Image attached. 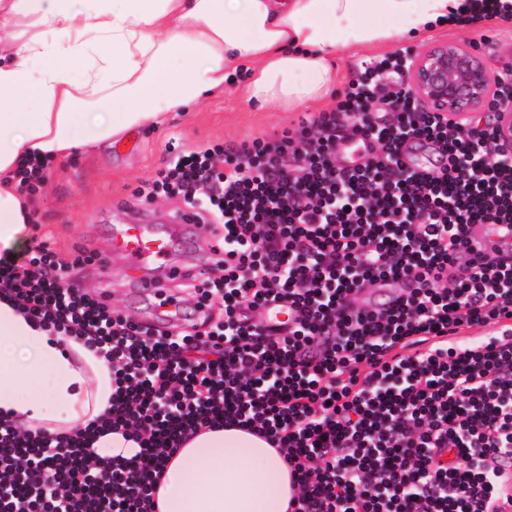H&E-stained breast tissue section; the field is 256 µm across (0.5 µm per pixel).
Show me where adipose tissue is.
<instances>
[{
  "mask_svg": "<svg viewBox=\"0 0 512 512\" xmlns=\"http://www.w3.org/2000/svg\"><path fill=\"white\" fill-rule=\"evenodd\" d=\"M465 0H0V254L28 243L34 206L16 188L29 159L67 161L164 124L223 93L231 69L255 111L323 102L336 56L457 25ZM112 372L0 299V415L66 433L99 417ZM289 470L264 439L203 429L169 459L162 512H286Z\"/></svg>",
  "mask_w": 512,
  "mask_h": 512,
  "instance_id": "1",
  "label": "adipose tissue"
}]
</instances>
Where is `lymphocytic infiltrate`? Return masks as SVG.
<instances>
[{
	"instance_id": "f902f5d3",
	"label": "lymphocytic infiltrate",
	"mask_w": 512,
	"mask_h": 512,
	"mask_svg": "<svg viewBox=\"0 0 512 512\" xmlns=\"http://www.w3.org/2000/svg\"><path fill=\"white\" fill-rule=\"evenodd\" d=\"M366 63L337 108L261 149L179 152L138 187L199 201L218 226L210 262L185 281L207 329L160 331L67 278L46 243L0 255V296L50 332L84 338L112 368V404L84 431L33 434L0 417V512H158L157 484L183 437L235 426L290 471L288 512H505L495 482L512 459V341L458 348L466 328L512 320V263L475 253L472 224L512 225V148L494 121L460 129L407 89L373 112L383 74ZM374 147L340 166L336 144ZM443 163L420 173L408 142ZM386 279L413 287L391 307L355 301ZM287 303L288 331L258 310ZM139 446L94 456L101 432Z\"/></svg>"
}]
</instances>
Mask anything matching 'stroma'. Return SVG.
I'll return each mask as SVG.
<instances>
[{"instance_id":"stroma-1","label":"stroma","mask_w":512,"mask_h":512,"mask_svg":"<svg viewBox=\"0 0 512 512\" xmlns=\"http://www.w3.org/2000/svg\"><path fill=\"white\" fill-rule=\"evenodd\" d=\"M443 41L477 47L495 73L512 63V25L497 22L467 30L443 28L414 40L398 39L390 49L418 53ZM245 77V70L235 71L224 94L207 98L196 111L172 113L158 129L138 131L126 141L78 153L62 166L53 165L34 199L38 235L64 260L79 254L85 258L84 264L71 270V278L85 289L106 295L109 304L141 322L153 323L154 315L128 277L127 260L111 250L112 226L125 211L157 216L166 226L176 228L192 211L180 197L142 201L135 194L141 182L154 178L180 151L217 144L227 149L245 142L262 145L311 115L307 109L249 110L237 93Z\"/></svg>"}]
</instances>
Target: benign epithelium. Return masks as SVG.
Returning a JSON list of instances; mask_svg holds the SVG:
<instances>
[{
	"instance_id": "obj_1",
	"label": "benign epithelium",
	"mask_w": 512,
	"mask_h": 512,
	"mask_svg": "<svg viewBox=\"0 0 512 512\" xmlns=\"http://www.w3.org/2000/svg\"><path fill=\"white\" fill-rule=\"evenodd\" d=\"M410 93L430 112L461 122L493 105L492 75L465 44L432 45L411 59ZM498 139L512 144V108L500 112Z\"/></svg>"
}]
</instances>
